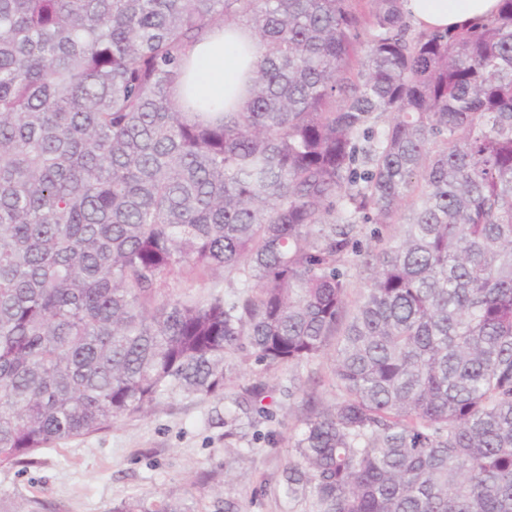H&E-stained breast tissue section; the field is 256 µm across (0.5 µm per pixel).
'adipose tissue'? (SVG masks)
I'll return each instance as SVG.
<instances>
[{
	"label": "adipose tissue",
	"instance_id": "ef3b65f1",
	"mask_svg": "<svg viewBox=\"0 0 512 512\" xmlns=\"http://www.w3.org/2000/svg\"><path fill=\"white\" fill-rule=\"evenodd\" d=\"M498 4L499 0H403V10L419 28L457 31L491 19ZM252 44L250 31L236 26L215 30L196 43L189 52L195 95L214 101L232 95L244 102L248 97L244 72L256 61L248 51Z\"/></svg>",
	"mask_w": 512,
	"mask_h": 512
}]
</instances>
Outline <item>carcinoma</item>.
Masks as SVG:
<instances>
[{"instance_id":"1","label":"carcinoma","mask_w":512,"mask_h":512,"mask_svg":"<svg viewBox=\"0 0 512 512\" xmlns=\"http://www.w3.org/2000/svg\"><path fill=\"white\" fill-rule=\"evenodd\" d=\"M368 2L0 0V468L334 338L288 498L512 512V0L414 36ZM225 25L257 43L247 100L175 103ZM361 224L397 232L351 302Z\"/></svg>"}]
</instances>
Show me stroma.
<instances>
[{
    "instance_id": "stroma-1",
    "label": "stroma",
    "mask_w": 512,
    "mask_h": 512,
    "mask_svg": "<svg viewBox=\"0 0 512 512\" xmlns=\"http://www.w3.org/2000/svg\"><path fill=\"white\" fill-rule=\"evenodd\" d=\"M255 383L269 389L259 407L241 398ZM309 391L332 402L329 356L277 368L247 357L223 394L161 397L144 413L39 450L36 464L0 469V503L11 512L32 499L43 512H112L131 497L190 492L201 512H307L285 497L281 472Z\"/></svg>"
}]
</instances>
